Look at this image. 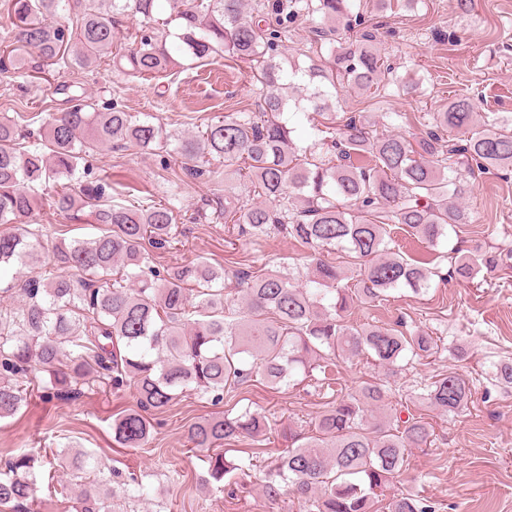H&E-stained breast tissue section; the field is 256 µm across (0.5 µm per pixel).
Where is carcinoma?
<instances>
[{
  "label": "carcinoma",
  "mask_w": 512,
  "mask_h": 512,
  "mask_svg": "<svg viewBox=\"0 0 512 512\" xmlns=\"http://www.w3.org/2000/svg\"><path fill=\"white\" fill-rule=\"evenodd\" d=\"M158 2L0 0L13 26V40L0 44L3 70L24 49L36 53L40 70L87 69L104 58L145 80L174 70L180 58L202 63L224 56L249 64L260 96L258 111L229 114L181 136L66 83L58 86L67 99L61 112L0 115V224L16 225L0 233V276L16 264L42 261L59 270L52 277L15 275L14 292L0 296V420L15 416L35 392L50 400L85 387H129L137 408L112 419V442L145 448L153 434L149 415L183 393L217 406L257 377L273 389L312 382L331 391L332 400L311 429L282 428L288 446L281 451L266 447L269 421L248 407L192 423L189 441L207 451L204 484L222 483L234 498L244 489L240 476L257 470L266 499L275 504L290 492L299 512H376L383 500L387 512H435L425 497L388 493L411 450L432 443L431 424L407 404L374 415L392 394L390 382L376 378L345 393L336 373L340 361L362 356L389 375L435 356L441 338L419 327L354 324L347 313L356 299L381 305L398 288L417 294L431 288L439 268L396 248L392 227L405 226L435 247L471 223L460 202L458 167L471 174L512 168V119L480 112L460 94L427 113V131L412 141L378 130L361 114L336 112L330 89L338 84L367 93L403 83L352 0H274L275 23L264 25L251 0H166L169 16L160 29ZM304 14L324 24L306 50L314 59L305 70L287 68L281 26ZM128 16L141 19L134 47L114 53L113 31ZM290 113L311 123L310 145L294 141ZM326 139L331 153L322 151ZM173 140L191 178L208 173L212 160L247 170L253 198L243 204L226 197L213 215L256 239L294 240L309 251V272L239 270L238 307L224 293V273L210 262L159 268L149 261L146 246L164 249L175 239L170 204L116 202L105 177L73 185L77 173L90 176L89 157L98 149L148 151ZM46 199L71 220L88 216L101 234L44 251L41 230L18 221ZM443 258L448 276L464 280L501 260L486 250L459 257L454 248ZM350 276L352 288L344 284ZM486 380L512 388V360L492 363ZM471 398L469 378L454 368L434 376L417 400L454 416ZM245 439L258 447L227 456L229 446ZM57 460L63 478L48 484L49 496L64 495L70 484L77 489L68 498L72 512H109L114 487L95 453L68 448ZM48 463L29 448L0 462V512H40L33 504ZM86 472L99 478L85 484ZM121 492L133 501L148 496L134 472Z\"/></svg>",
  "instance_id": "obj_1"
}]
</instances>
